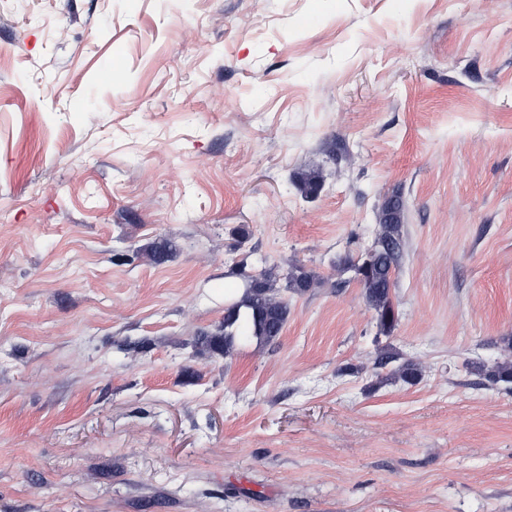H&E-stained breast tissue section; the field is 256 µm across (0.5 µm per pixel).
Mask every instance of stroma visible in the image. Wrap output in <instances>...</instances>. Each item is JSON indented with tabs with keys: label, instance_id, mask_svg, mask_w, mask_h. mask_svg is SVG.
I'll use <instances>...</instances> for the list:
<instances>
[{
	"label": "stroma",
	"instance_id": "35a3bbf8",
	"mask_svg": "<svg viewBox=\"0 0 512 512\" xmlns=\"http://www.w3.org/2000/svg\"><path fill=\"white\" fill-rule=\"evenodd\" d=\"M243 261L319 283L199 354ZM511 340L512 0H0V512H512ZM401 203L397 198L390 199L374 245L358 259L367 267V277L360 283L365 300L375 311L379 330L384 335L391 332L397 320L391 287L405 248L403 224H399ZM478 372L488 383L487 386L512 384V343L505 346L502 358H497L491 365L478 366ZM403 359L398 353L380 348L374 361V369L383 370L387 369L393 363H397ZM391 375L395 378L401 379L403 382L413 384L419 380L422 375L421 365L412 359H403L402 362L392 367Z\"/></svg>",
	"mask_w": 512,
	"mask_h": 512
}]
</instances>
